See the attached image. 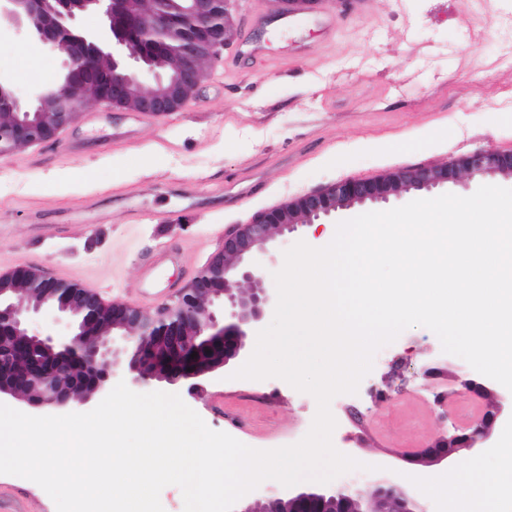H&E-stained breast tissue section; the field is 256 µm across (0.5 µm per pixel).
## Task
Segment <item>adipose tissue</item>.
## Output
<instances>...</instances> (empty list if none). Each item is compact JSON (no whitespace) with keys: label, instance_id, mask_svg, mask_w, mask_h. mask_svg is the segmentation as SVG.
<instances>
[{"label":"adipose tissue","instance_id":"ef3b65f1","mask_svg":"<svg viewBox=\"0 0 512 512\" xmlns=\"http://www.w3.org/2000/svg\"><path fill=\"white\" fill-rule=\"evenodd\" d=\"M490 443L500 466L496 479H482L473 471L454 476L433 473L425 481L427 497L455 510L471 502L480 505L481 512H512V422L492 431Z\"/></svg>","mask_w":512,"mask_h":512}]
</instances>
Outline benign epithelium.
Returning a JSON list of instances; mask_svg holds the SVG:
<instances>
[{
	"instance_id": "1",
	"label": "benign epithelium",
	"mask_w": 512,
	"mask_h": 512,
	"mask_svg": "<svg viewBox=\"0 0 512 512\" xmlns=\"http://www.w3.org/2000/svg\"><path fill=\"white\" fill-rule=\"evenodd\" d=\"M177 2L194 35L179 49L151 52L141 41L162 43L171 37L166 4ZM149 12L130 0H0V24L9 23L53 50L64 49L60 75L23 104L0 81V108L12 120L0 125V155L47 141L81 111L77 104L103 101L115 109L167 114L182 108L196 93L206 68L234 42L232 0H153ZM275 15L315 0H268ZM93 12L95 31L82 33L76 22ZM512 177V152L479 150L451 164H423L397 169L374 179L345 178L274 208L253 214L246 224L224 233V247L200 270L178 301L155 314L129 303H105L94 291L26 266L0 274V400L15 398L38 409H63L86 403L112 380L124 376L137 387L155 382L178 385L226 366L237 358L247 331L276 307L267 287L266 268L253 262L266 253L277 234L315 224L356 204L386 203L411 190L431 191L467 177ZM49 316L58 333H36L30 323ZM172 330L179 339L168 354L156 357V344ZM39 365L29 379V393L7 366L17 357L16 343ZM197 356H192V353ZM462 386L484 396L472 423H451L448 433L424 450L417 462L436 465L460 449L486 444L494 423L512 412V396L494 393L472 379ZM284 512H426L405 488L382 478L372 488L298 489L263 497Z\"/></svg>"
}]
</instances>
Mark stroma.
I'll return each mask as SVG.
<instances>
[{"label": "stroma", "instance_id": "35a3bbf8", "mask_svg": "<svg viewBox=\"0 0 512 512\" xmlns=\"http://www.w3.org/2000/svg\"><path fill=\"white\" fill-rule=\"evenodd\" d=\"M237 42L220 50L198 92L178 111L115 112L88 102L64 134L0 157V273L20 266L152 312L164 297L135 288L144 260L178 250L165 285L187 288L222 245L224 230L257 210L346 177L449 163L483 149L512 151V0H318L276 38L266 0H235ZM62 54L0 27V77L19 97L61 70ZM251 355L176 392L203 420L210 397L239 387ZM434 332L404 330L380 348L365 390L330 403L359 470L339 485L366 487L373 467L434 440L448 423L429 405L436 388L469 406L475 377ZM315 398L282 384L270 416L245 445L293 444Z\"/></svg>", "mask_w": 512, "mask_h": 512}]
</instances>
